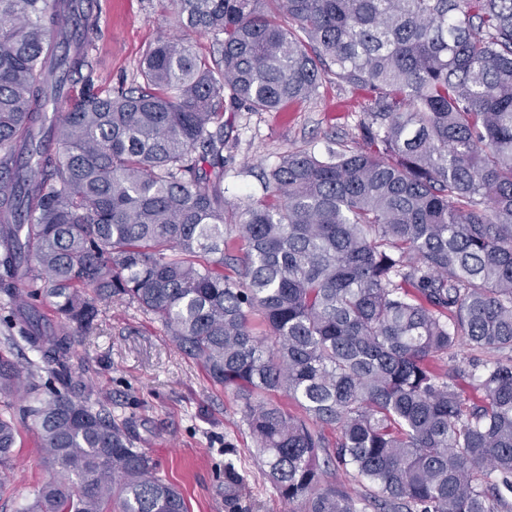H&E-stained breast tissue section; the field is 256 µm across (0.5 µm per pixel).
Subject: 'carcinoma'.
<instances>
[{
    "label": "carcinoma",
    "instance_id": "obj_1",
    "mask_svg": "<svg viewBox=\"0 0 512 512\" xmlns=\"http://www.w3.org/2000/svg\"><path fill=\"white\" fill-rule=\"evenodd\" d=\"M168 4L213 53L164 35L138 85L105 94L84 0H0V293L18 333L0 398L24 400L58 473L19 512H189L74 362L112 300L232 392L290 512H512V0ZM333 78L370 95L360 146L287 152L264 197L226 205L224 112H277ZM17 337L37 359L15 360ZM462 345L483 357L448 365ZM18 433L0 411L1 469ZM242 482L224 449L227 503Z\"/></svg>",
    "mask_w": 512,
    "mask_h": 512
}]
</instances>
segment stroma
<instances>
[{"mask_svg":"<svg viewBox=\"0 0 512 512\" xmlns=\"http://www.w3.org/2000/svg\"><path fill=\"white\" fill-rule=\"evenodd\" d=\"M98 15L92 35L94 74L104 89L133 87L147 49L177 30L162 0H89ZM368 94L324 84L317 96L284 112L224 114V195H264L260 170L287 151L327 155L354 147L360 109ZM75 358L113 415L127 419L135 447L158 463L161 475L182 491L190 512H286L287 507L249 454L252 440L230 392L214 387L199 366L168 341L160 322L137 305H104L95 328L80 337ZM11 470L0 488V512H18L52 479L42 463L40 440L30 422L19 425ZM237 451L245 474L235 507L224 504V450Z\"/></svg>","mask_w":512,"mask_h":512,"instance_id":"35a3bbf8","label":"stroma"}]
</instances>
